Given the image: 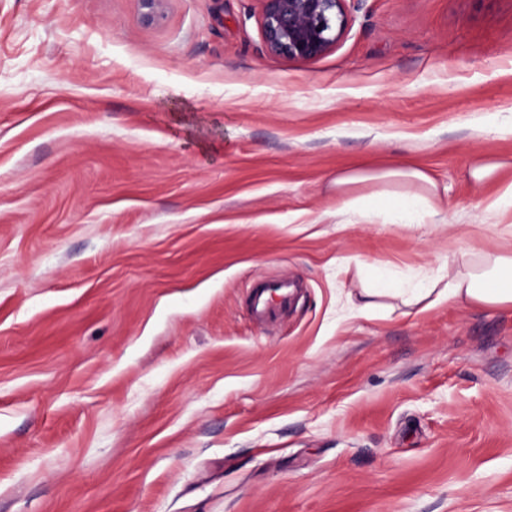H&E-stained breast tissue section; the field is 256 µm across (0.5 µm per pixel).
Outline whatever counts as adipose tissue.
<instances>
[{"label":"adipose tissue","mask_w":512,"mask_h":512,"mask_svg":"<svg viewBox=\"0 0 512 512\" xmlns=\"http://www.w3.org/2000/svg\"><path fill=\"white\" fill-rule=\"evenodd\" d=\"M341 209L354 207L353 193L358 186H370L368 199L375 208L388 211L400 224L429 221L442 225L448 208V190L424 169L396 165L370 172L350 170L338 173L333 181ZM464 307L483 306L512 309V255H486L479 260L449 261L445 282L430 279L415 288H363L359 291V311L381 307L394 299L408 308L428 297Z\"/></svg>","instance_id":"obj_1"}]
</instances>
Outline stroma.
I'll use <instances>...</instances> for the list:
<instances>
[{
	"label": "stroma",
	"mask_w": 512,
	"mask_h": 512,
	"mask_svg": "<svg viewBox=\"0 0 512 512\" xmlns=\"http://www.w3.org/2000/svg\"><path fill=\"white\" fill-rule=\"evenodd\" d=\"M261 9L0 0V512H512V311L350 297L512 254V0H347L308 62ZM400 161L447 228L338 211ZM141 22L147 26L160 23L166 13L168 0H136ZM251 292V311L257 322H263L274 314V309L269 301V285L253 287Z\"/></svg>",
	"instance_id": "obj_1"
}]
</instances>
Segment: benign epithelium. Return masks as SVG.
I'll return each mask as SVG.
<instances>
[{"label":"benign epithelium","instance_id":"benign-epithelium-1","mask_svg":"<svg viewBox=\"0 0 512 512\" xmlns=\"http://www.w3.org/2000/svg\"><path fill=\"white\" fill-rule=\"evenodd\" d=\"M168 0H137L141 22L160 23ZM266 50L277 56L311 61L328 52L348 25L346 0H261Z\"/></svg>","mask_w":512,"mask_h":512}]
</instances>
